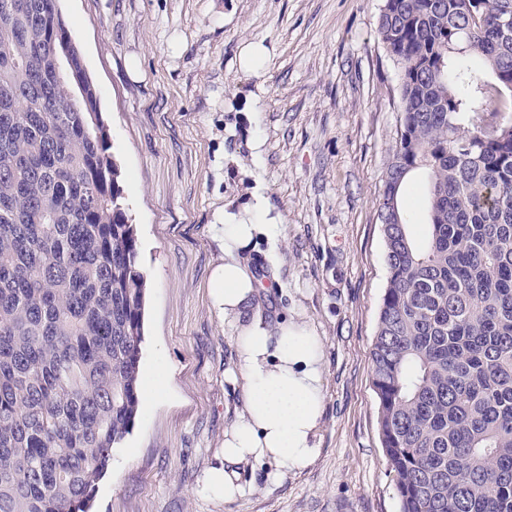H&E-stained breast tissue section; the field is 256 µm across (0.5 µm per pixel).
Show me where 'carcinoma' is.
<instances>
[{
	"instance_id": "obj_1",
	"label": "carcinoma",
	"mask_w": 512,
	"mask_h": 512,
	"mask_svg": "<svg viewBox=\"0 0 512 512\" xmlns=\"http://www.w3.org/2000/svg\"><path fill=\"white\" fill-rule=\"evenodd\" d=\"M56 2L0 0V512H89L140 407L136 227ZM509 3L385 0L378 18L401 119L372 385L401 512H512ZM417 171L420 243L401 205Z\"/></svg>"
}]
</instances>
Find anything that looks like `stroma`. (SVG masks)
Listing matches in <instances>:
<instances>
[{
  "label": "stroma",
  "instance_id": "obj_1",
  "mask_svg": "<svg viewBox=\"0 0 512 512\" xmlns=\"http://www.w3.org/2000/svg\"><path fill=\"white\" fill-rule=\"evenodd\" d=\"M384 0H59L111 136L147 290L141 383L162 379L90 512H400L380 444L372 357L388 284L377 209L396 149L399 69ZM263 44L258 73L243 50ZM262 197L280 226L247 252L273 276L257 302L324 353L319 455L241 497L209 486L246 403L235 325L210 296L225 204Z\"/></svg>",
  "mask_w": 512,
  "mask_h": 512
}]
</instances>
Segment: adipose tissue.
Segmentation results:
<instances>
[{"label":"adipose tissue","instance_id":"ef3b65f1","mask_svg":"<svg viewBox=\"0 0 512 512\" xmlns=\"http://www.w3.org/2000/svg\"><path fill=\"white\" fill-rule=\"evenodd\" d=\"M277 230L261 202L247 205L241 214L225 208L224 263L210 281L214 303L225 319L241 321L262 287L242 254ZM237 352L245 412L225 430L226 467L210 478L212 489L228 502L242 492L234 465L253 461L270 466L274 479L308 466L319 452L315 433L323 410V349L307 327L288 320L273 330L258 319L242 323Z\"/></svg>","mask_w":512,"mask_h":512}]
</instances>
